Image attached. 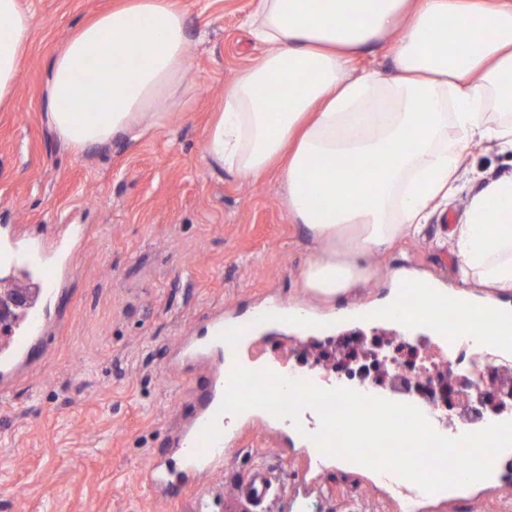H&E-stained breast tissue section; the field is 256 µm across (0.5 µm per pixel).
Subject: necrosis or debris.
<instances>
[{
	"mask_svg": "<svg viewBox=\"0 0 512 512\" xmlns=\"http://www.w3.org/2000/svg\"><path fill=\"white\" fill-rule=\"evenodd\" d=\"M418 357V348L408 337L379 336L350 344L337 355L335 365L377 388L405 385L442 412L468 415V388L474 383L482 388L486 408L498 412L512 400V368L488 366L479 352L464 358L450 355L444 369L418 365Z\"/></svg>",
	"mask_w": 512,
	"mask_h": 512,
	"instance_id": "1",
	"label": "necrosis or debris"
}]
</instances>
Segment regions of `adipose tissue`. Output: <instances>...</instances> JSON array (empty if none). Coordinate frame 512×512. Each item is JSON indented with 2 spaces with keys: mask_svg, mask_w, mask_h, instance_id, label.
Returning <instances> with one entry per match:
<instances>
[{
  "mask_svg": "<svg viewBox=\"0 0 512 512\" xmlns=\"http://www.w3.org/2000/svg\"><path fill=\"white\" fill-rule=\"evenodd\" d=\"M245 24L261 51L225 85L205 151L245 181L276 171L289 217L322 244L302 274L313 295L366 282L365 257L418 232L473 144L512 152V0H252ZM35 28L0 0L1 109ZM395 31L397 76L356 70ZM190 48L176 0H117L46 65L57 139L85 150L163 125L186 107ZM451 238L461 281L512 292V176L473 195Z\"/></svg>",
  "mask_w": 512,
  "mask_h": 512,
  "instance_id": "obj_1",
  "label": "adipose tissue"
}]
</instances>
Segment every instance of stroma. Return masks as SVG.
I'll use <instances>...</instances> for the list:
<instances>
[{
  "mask_svg": "<svg viewBox=\"0 0 512 512\" xmlns=\"http://www.w3.org/2000/svg\"><path fill=\"white\" fill-rule=\"evenodd\" d=\"M113 0H21L36 30L12 105L0 110V225L52 234L82 229L67 290L45 358L0 399V512H196V492L167 498L146 484L152 457L171 451L170 435L195 403L201 373L172 376L166 362L181 336L213 312L241 317L273 295L333 321L328 335L270 343V364L296 372L312 346L350 335H412L384 322H336L343 308L373 309L416 273L476 298L512 305L470 280L461 284L450 232L484 178L512 172V157L482 144L457 194L421 232L373 253L372 279L328 300L301 279L319 242L288 216L276 176L245 182L216 170L207 128L224 86L260 48L242 25L251 0H178L192 39L185 75L188 105L141 139L74 151L47 119L46 62ZM291 441L265 429L249 434L219 481L225 491L253 466L271 468L282 497L274 512H401L370 476L329 467L317 485L298 481ZM426 512H512V488L484 490Z\"/></svg>",
  "mask_w": 512,
  "mask_h": 512,
  "instance_id": "35a3bbf8",
  "label": "stroma"
}]
</instances>
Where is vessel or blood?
Instances as JSON below:
<instances>
[{
	"instance_id": "vessel-or-blood-1",
	"label": "vessel or blood",
	"mask_w": 512,
	"mask_h": 512,
	"mask_svg": "<svg viewBox=\"0 0 512 512\" xmlns=\"http://www.w3.org/2000/svg\"><path fill=\"white\" fill-rule=\"evenodd\" d=\"M71 257L67 243L52 245L36 240L7 235L0 240V267L6 269L24 268L33 272L38 280L40 304L31 306L18 323L0 328V393H8L18 370L31 362L38 349L46 341V313L52 304L58 301L62 291L58 277L59 268ZM470 308L479 326L497 330L499 338L495 350L489 359L496 366L512 364V309L490 307L467 303L464 296L449 293L439 305L444 320L442 326L435 328L433 334L439 343H447V321ZM288 314L281 311L275 301H268L266 313L246 321H227L216 316L199 329L193 340L182 346L184 356L210 364L211 371L207 383L198 397V406L188 423L177 435L173 449L178 463L166 459L153 460L146 473L147 482L163 492L171 494L188 487L199 489L198 503L202 512H208L214 494L202 491L203 482L222 472L225 458L232 454L239 433L227 431L228 420L220 416L225 389L233 371L232 364L226 363L228 351L237 349L245 342L259 339L261 333L273 321H288ZM246 427L263 426L276 423L277 426L294 428L295 423L288 418H274L263 409H250L242 414ZM217 420L222 433L213 445H205L201 431L210 420ZM304 453L298 463V475L302 483L313 480L315 472L327 462L313 441H305ZM376 477L389 490L405 497V512H420L423 503H446L458 496V489L451 488L435 493L424 492L413 482L404 480L392 472L380 471ZM281 493V484L272 471L263 466L253 467L236 485L232 492L224 497L226 512H252L253 508L276 502Z\"/></svg>"
}]
</instances>
